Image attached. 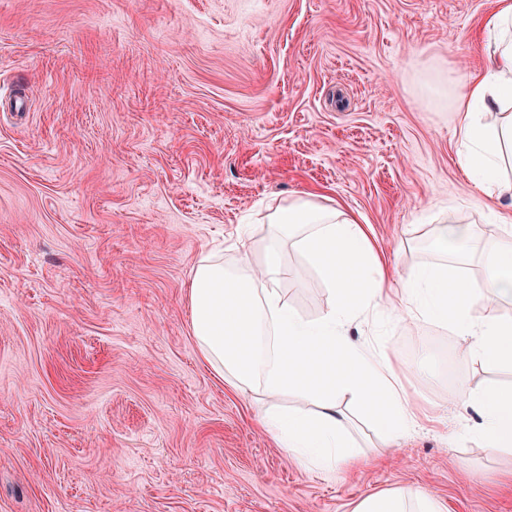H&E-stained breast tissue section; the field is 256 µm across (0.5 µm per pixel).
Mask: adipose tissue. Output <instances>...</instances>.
Masks as SVG:
<instances>
[{
    "label": "adipose tissue",
    "mask_w": 512,
    "mask_h": 512,
    "mask_svg": "<svg viewBox=\"0 0 512 512\" xmlns=\"http://www.w3.org/2000/svg\"><path fill=\"white\" fill-rule=\"evenodd\" d=\"M485 32L492 48L483 69L452 94L453 132L476 191L512 197V0H494ZM497 221L502 234L485 242L464 211L442 210L429 230L436 261L404 269L379 252L356 216L310 195L288 198L267 216L260 265H253L245 243L232 265L208 253L193 266L188 299L199 356L232 392L266 398L263 428L304 467H352L359 455L340 408L344 396H352L390 441L436 419L405 390L410 367L385 342L351 340L354 320L369 314L408 328L446 325L462 340L460 358L512 367V212L498 213ZM286 246L304 258L299 276H318L331 290L328 309L315 320L288 307L275 288ZM471 253L481 262L479 290L461 261ZM284 393L298 396L301 406L275 409L273 400ZM448 403L476 414L464 433L489 455L512 454L511 387L452 389ZM447 510L425 487L406 484L365 496L352 512Z\"/></svg>",
    "instance_id": "adipose-tissue-1"
}]
</instances>
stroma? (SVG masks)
<instances>
[{"instance_id": "35a3bbf8", "label": "stroma", "mask_w": 512, "mask_h": 512, "mask_svg": "<svg viewBox=\"0 0 512 512\" xmlns=\"http://www.w3.org/2000/svg\"><path fill=\"white\" fill-rule=\"evenodd\" d=\"M489 0H0V512H352L415 483L448 512H512V457L461 437L453 388L512 369L450 329L375 331L444 410L386 446L342 407L363 466L304 470L200 359L192 266L310 194L433 260L430 219L493 210L465 175L442 81L485 55ZM276 288L307 320L323 280ZM357 321L350 335L371 331Z\"/></svg>"}]
</instances>
